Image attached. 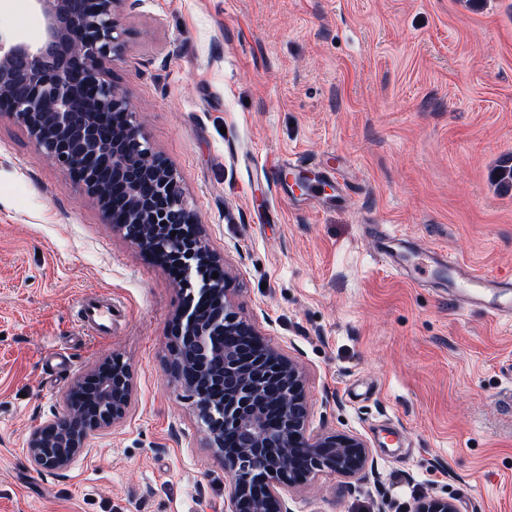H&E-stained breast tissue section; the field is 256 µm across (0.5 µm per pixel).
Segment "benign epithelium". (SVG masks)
<instances>
[{
	"instance_id": "1",
	"label": "benign epithelium",
	"mask_w": 512,
	"mask_h": 512,
	"mask_svg": "<svg viewBox=\"0 0 512 512\" xmlns=\"http://www.w3.org/2000/svg\"><path fill=\"white\" fill-rule=\"evenodd\" d=\"M45 21L44 40L30 45L0 28V115H10L53 164L80 184L134 247L182 261L185 291L199 262L220 266L179 176L140 132L136 113L109 79L122 47L116 7L122 0H32ZM187 224L194 248L144 225ZM175 385L189 393L209 446L230 479L225 512H290V489L322 474L362 480L375 471L370 446L345 434L308 432L303 367L267 344L221 292L204 314L192 300L176 318L167 363ZM85 403L69 406L37 428L28 460L62 471L95 432L122 421L131 404L129 368L114 358L79 381ZM414 512H457L449 498L424 499Z\"/></svg>"
}]
</instances>
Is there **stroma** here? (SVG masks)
<instances>
[{
	"label": "stroma",
	"mask_w": 512,
	"mask_h": 512,
	"mask_svg": "<svg viewBox=\"0 0 512 512\" xmlns=\"http://www.w3.org/2000/svg\"><path fill=\"white\" fill-rule=\"evenodd\" d=\"M117 15L109 76L177 171L229 301L304 366L310 432L359 436L377 460L362 483L296 488L291 512L434 497L512 512V321L393 275L376 233L512 280V191L494 182L512 154V0H121ZM0 27L44 33L17 0ZM278 156L336 183L316 204L277 192ZM172 281L0 115V512H224V465L166 371ZM97 294L107 335L80 326ZM115 355L126 418L66 470L33 469V431Z\"/></svg>",
	"instance_id": "stroma-1"
}]
</instances>
